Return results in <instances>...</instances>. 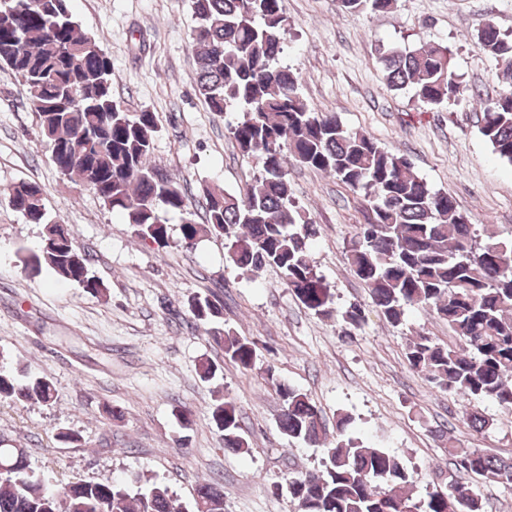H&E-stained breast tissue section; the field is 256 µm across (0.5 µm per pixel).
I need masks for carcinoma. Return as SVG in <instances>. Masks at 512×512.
Listing matches in <instances>:
<instances>
[{
	"label": "carcinoma",
	"mask_w": 512,
	"mask_h": 512,
	"mask_svg": "<svg viewBox=\"0 0 512 512\" xmlns=\"http://www.w3.org/2000/svg\"><path fill=\"white\" fill-rule=\"evenodd\" d=\"M394 0H339L346 12H384ZM197 26V90L209 111L235 103L244 117L230 127L240 153L256 161L259 178L237 194L203 192L197 202L181 184L152 165L159 118L127 112L112 96V62L74 19L68 0H0V68L26 86L41 136L58 174L90 187L122 215L142 241L169 242L168 216L180 217L181 243L202 237L224 240L226 262L254 272L279 270L288 290L314 315L338 316L350 328L365 322L351 304L334 307V293L308 255L317 235L294 205L288 163L328 174L365 194L367 215L348 250L353 273L369 288L372 304L392 326L409 307L437 314L459 340L444 346L419 334L407 346L412 370L441 389L512 407V241L481 239L452 196L432 190L402 154L373 138L348 131L334 112H316L299 92V76L279 65L288 18L283 0H191ZM476 45L512 68V38L493 23L477 29ZM392 90L411 89L423 103L440 106L460 98L464 86L448 47L423 42L384 56ZM479 132L512 164V85L480 112ZM8 205L29 224L44 225L33 249H20L22 273L43 267L94 297L107 287L69 230L48 220L40 187L20 181L4 191ZM206 222L194 219L193 206ZM188 310L224 356L243 370L255 366L254 341L224 326L223 306L196 295ZM282 409L278 426L289 441L316 444L326 425L304 391L275 384ZM45 376L18 377L0 364V402H55ZM223 433L224 448L246 453L235 405L221 400L208 410ZM325 448L322 469L288 479L300 512H485L481 497L464 486L466 476L512 485V458L448 445L455 473L446 489L412 496L413 479L393 455L344 435ZM0 512H175L169 488L137 478L107 483L72 482L57 491L29 472L24 448H0ZM186 512H224V488L197 485Z\"/></svg>",
	"instance_id": "1"
}]
</instances>
